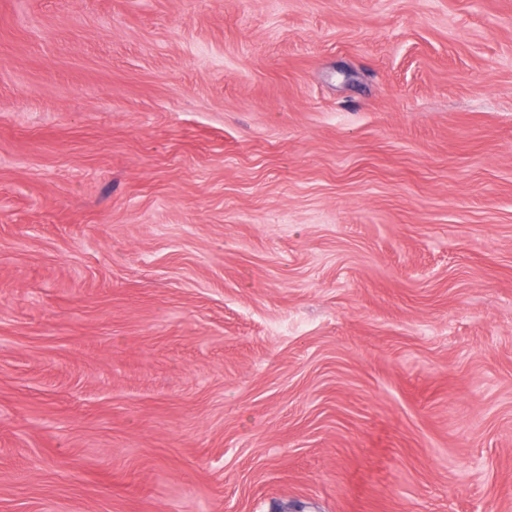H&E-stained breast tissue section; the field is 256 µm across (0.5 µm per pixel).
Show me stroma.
I'll list each match as a JSON object with an SVG mask.
<instances>
[{
  "label": "stroma",
  "instance_id": "obj_1",
  "mask_svg": "<svg viewBox=\"0 0 512 512\" xmlns=\"http://www.w3.org/2000/svg\"><path fill=\"white\" fill-rule=\"evenodd\" d=\"M0 512H512V0H0Z\"/></svg>",
  "mask_w": 512,
  "mask_h": 512
}]
</instances>
